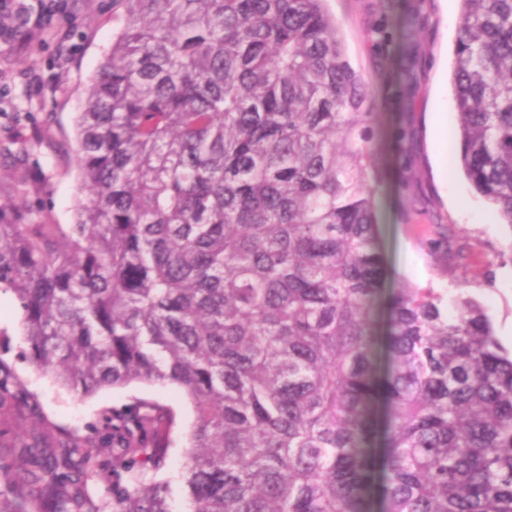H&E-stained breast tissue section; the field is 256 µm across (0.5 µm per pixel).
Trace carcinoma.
Wrapping results in <instances>:
<instances>
[{
  "label": "carcinoma",
  "mask_w": 512,
  "mask_h": 512,
  "mask_svg": "<svg viewBox=\"0 0 512 512\" xmlns=\"http://www.w3.org/2000/svg\"><path fill=\"white\" fill-rule=\"evenodd\" d=\"M122 26L76 120L74 224L0 204V289L26 357L81 397L176 386L182 512H512V352L457 297L378 307L371 111L326 0H113ZM458 164L512 225V0H459ZM35 455L52 512H175L147 480L174 416L137 401ZM0 456V512H34ZM100 460L103 459L100 458ZM99 471L103 478L89 481L86 487L87 492L97 498H102L106 495L112 496V463L108 464L107 460H103Z\"/></svg>",
  "instance_id": "obj_1"
}]
</instances>
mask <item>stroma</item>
<instances>
[{
    "mask_svg": "<svg viewBox=\"0 0 512 512\" xmlns=\"http://www.w3.org/2000/svg\"><path fill=\"white\" fill-rule=\"evenodd\" d=\"M0 36V201L24 199L55 224H71L85 198L74 163L75 120L91 76L112 46L122 16L112 0H77L44 24L19 26L28 0H14ZM353 68L368 85L380 125L377 216L390 287L461 294L483 307L506 348H512V226L476 195L456 166L458 116L450 85L459 0H327ZM443 127L431 141L427 117ZM41 128L43 141L24 169L5 146ZM22 312L0 290V370L21 380L22 392L0 404V454L25 456L31 446L60 448L72 433H103L112 408L134 399L169 406L174 445L163 476L184 462L190 403L180 390L134 384L78 398L53 385L25 357Z\"/></svg>",
    "mask_w": 512,
    "mask_h": 512,
    "instance_id": "1",
    "label": "stroma"
}]
</instances>
